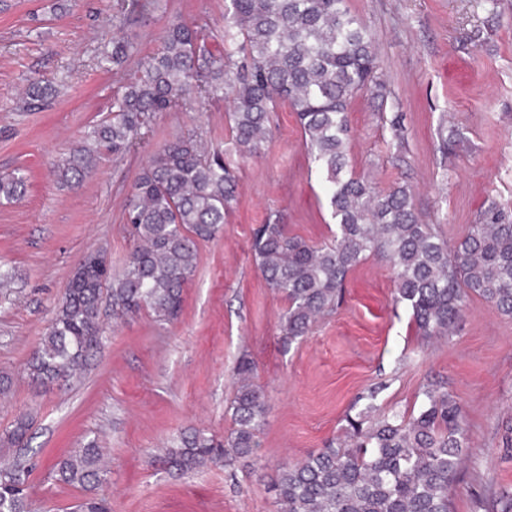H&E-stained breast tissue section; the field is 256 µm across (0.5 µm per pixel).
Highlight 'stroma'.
I'll use <instances>...</instances> for the list:
<instances>
[{
	"label": "stroma",
	"mask_w": 512,
	"mask_h": 512,
	"mask_svg": "<svg viewBox=\"0 0 512 512\" xmlns=\"http://www.w3.org/2000/svg\"><path fill=\"white\" fill-rule=\"evenodd\" d=\"M116 16L115 0H0V177L24 175V198L0 196V262L15 272L0 303V433L21 416L28 447L0 444V461L32 464L34 512H70L82 489L54 478L57 460L98 438L111 472L95 496L110 512H276L275 483L292 463L343 436L357 397L376 386L383 410L418 412L427 385L460 402L469 430L465 463L451 491L453 512H485L483 500L512 493V458L501 449L512 424V318L475 298L447 336L417 335L412 311L395 302L389 266L368 256L348 277L335 313L302 342L284 347L285 300L266 284L250 251L252 230L279 216L310 243L337 226L325 178L307 155L287 106L272 112L258 153L241 151L226 100L187 101L157 113L136 150L102 154L81 184L61 186L54 164L112 117L114 94L140 61L156 54L181 21L208 46L221 44L225 0H148ZM376 36L383 94L350 105L349 166L374 186L409 187L424 223L455 243L488 207L512 220V0H348ZM135 52L103 70L112 39ZM54 95L29 103L33 86ZM194 134L222 150L238 177L224 232L199 246V265L172 323L151 313L122 321L102 311V350L78 380L42 389L23 366L47 333L73 268L94 248L121 269L134 240L125 205L150 158ZM249 356L269 406L259 446L235 467L208 465L177 477L155 450L194 426L231 427L235 367Z\"/></svg>",
	"instance_id": "1"
}]
</instances>
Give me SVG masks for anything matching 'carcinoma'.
Returning <instances> with one entry per match:
<instances>
[{
  "label": "carcinoma",
  "mask_w": 512,
  "mask_h": 512,
  "mask_svg": "<svg viewBox=\"0 0 512 512\" xmlns=\"http://www.w3.org/2000/svg\"><path fill=\"white\" fill-rule=\"evenodd\" d=\"M374 34L352 15L348 0H228L223 46L210 49L190 27L171 25L161 51L140 64L114 98L112 120L93 128L90 142L58 175L80 180L94 167L100 147L115 155L145 137L151 117L190 97H227L237 145L256 152L266 139L270 112L282 103L295 112L305 147L328 183L336 236L310 244L279 219L253 229L251 252L267 285L284 296L280 316L284 346L303 340L317 321L336 311L347 278L371 254L391 264L395 300L410 305L419 335H446L476 296L512 316V222L489 210L454 245L434 225L422 223L409 191H379L348 171L349 106L376 69ZM132 44L115 39L101 64L120 66ZM24 176L0 180V194L18 198ZM236 202L235 177L223 152L192 136L164 144L142 172L127 200L126 223L134 248L121 271L103 276L88 267L71 279L55 317L25 363L32 382L61 386L83 374L106 338L103 299L117 318L143 311L172 322L183 290L198 267L197 244L223 231ZM255 364L237 366L231 403L233 428L220 440L187 429L163 449L161 459L177 475L208 464L233 467L259 446L266 414L264 395L252 382ZM382 386L358 400L370 404L346 417L345 439L286 464L276 484L279 512H451V490L468 447L456 398L427 386L418 415L383 411L371 404ZM30 422L13 421L6 442L28 441ZM93 438L55 464L60 484L89 490L106 475ZM28 464L0 468V512H31Z\"/></svg>",
  "instance_id": "obj_1"
}]
</instances>
